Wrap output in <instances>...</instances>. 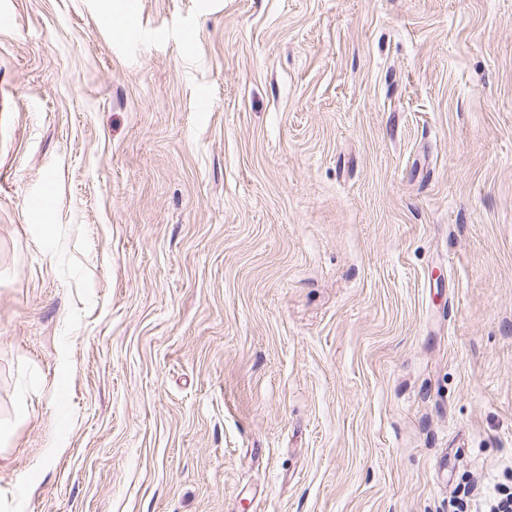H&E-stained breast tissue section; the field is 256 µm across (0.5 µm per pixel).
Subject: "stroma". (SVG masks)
Returning <instances> with one entry per match:
<instances>
[{"label": "stroma", "instance_id": "stroma-1", "mask_svg": "<svg viewBox=\"0 0 512 512\" xmlns=\"http://www.w3.org/2000/svg\"><path fill=\"white\" fill-rule=\"evenodd\" d=\"M136 4L0 0V512L511 480L512 0Z\"/></svg>", "mask_w": 512, "mask_h": 512}]
</instances>
